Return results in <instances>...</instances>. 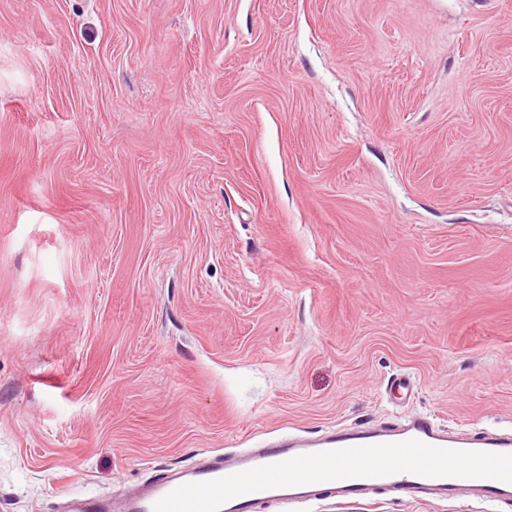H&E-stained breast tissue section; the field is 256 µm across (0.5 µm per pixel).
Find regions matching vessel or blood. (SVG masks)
<instances>
[{
  "instance_id": "vessel-or-blood-1",
  "label": "vessel or blood",
  "mask_w": 512,
  "mask_h": 512,
  "mask_svg": "<svg viewBox=\"0 0 512 512\" xmlns=\"http://www.w3.org/2000/svg\"><path fill=\"white\" fill-rule=\"evenodd\" d=\"M375 491L406 501L472 495L510 503L512 431L450 434L430 415L412 413L320 434L292 432L151 477L118 505L70 496L67 512H255L263 502L361 500Z\"/></svg>"
}]
</instances>
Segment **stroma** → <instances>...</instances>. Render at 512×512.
I'll list each match as a JSON object with an SVG mask.
<instances>
[{"label": "stroma", "mask_w": 512, "mask_h": 512, "mask_svg": "<svg viewBox=\"0 0 512 512\" xmlns=\"http://www.w3.org/2000/svg\"><path fill=\"white\" fill-rule=\"evenodd\" d=\"M408 411L512 428V0H0V512Z\"/></svg>", "instance_id": "obj_1"}]
</instances>
